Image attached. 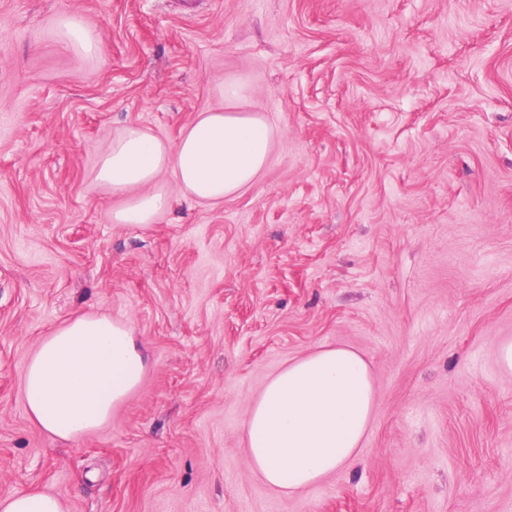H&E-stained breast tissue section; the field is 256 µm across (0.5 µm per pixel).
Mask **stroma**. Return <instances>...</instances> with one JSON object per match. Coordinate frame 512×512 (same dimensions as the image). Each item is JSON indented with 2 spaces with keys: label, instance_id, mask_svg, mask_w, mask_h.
Here are the masks:
<instances>
[{
  "label": "stroma",
  "instance_id": "35a3bbf8",
  "mask_svg": "<svg viewBox=\"0 0 512 512\" xmlns=\"http://www.w3.org/2000/svg\"><path fill=\"white\" fill-rule=\"evenodd\" d=\"M100 55L76 64L55 22ZM243 82L277 128L223 204L113 223L126 124L176 141ZM78 313L148 366L96 430L52 439L24 371ZM512 0H0V498L63 512H512ZM359 352L357 457L300 493L245 453L266 382ZM59 35L75 48L77 60L81 63L97 56L101 51V40L86 30L74 16H68L59 22ZM1 512H62L60 499L44 492H29L0 499Z\"/></svg>",
  "mask_w": 512,
  "mask_h": 512
}]
</instances>
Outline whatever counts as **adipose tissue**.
I'll use <instances>...</instances> for the list:
<instances>
[{
	"mask_svg": "<svg viewBox=\"0 0 512 512\" xmlns=\"http://www.w3.org/2000/svg\"><path fill=\"white\" fill-rule=\"evenodd\" d=\"M223 95L226 108L199 113L176 142L135 123L113 137L93 178L97 187L126 199L113 211V223L143 226L167 211L172 197L159 183L166 172L185 196L211 206L258 177L275 129L246 109L240 82L225 83ZM145 371L130 322L80 314L56 326L29 360L26 407L44 432L69 440L107 422ZM375 406L367 361L345 347L319 350L267 383L245 421L246 454L269 486L303 491L357 455Z\"/></svg>",
	"mask_w": 512,
	"mask_h": 512,
	"instance_id": "obj_1",
	"label": "adipose tissue"
}]
</instances>
